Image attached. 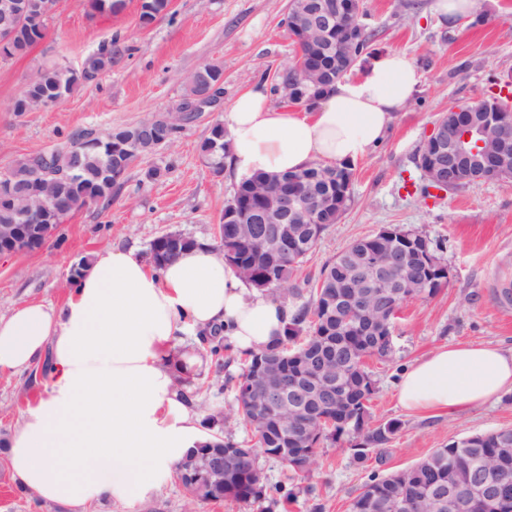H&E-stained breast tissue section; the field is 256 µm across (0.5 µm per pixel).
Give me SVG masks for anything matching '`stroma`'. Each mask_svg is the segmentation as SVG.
<instances>
[{
    "label": "stroma",
    "mask_w": 512,
    "mask_h": 512,
    "mask_svg": "<svg viewBox=\"0 0 512 512\" xmlns=\"http://www.w3.org/2000/svg\"><path fill=\"white\" fill-rule=\"evenodd\" d=\"M402 11L398 0H362L363 24L376 35V51L398 50L420 69V88L396 113L385 139L352 165V201L309 254L299 281H317L324 266L350 242L397 224L426 235L450 270L447 285L427 301H412L396 321L392 359H369L375 382L370 422L399 421L382 447L357 459L347 439L326 441L318 469L304 482L267 456L259 465L269 483L292 489L273 512H348L350 500L370 479L410 467L438 448L475 433L512 428V393L483 407L452 414H412L398 403L395 385L416 359L438 346L491 343L512 349V308L493 291L502 274L512 275V187L485 182L434 197L408 194L404 182L420 179L413 158L432 125L453 105L498 92L512 76V0H479L477 17L453 24L430 11L431 0ZM289 0H171L167 14L141 26L142 0H123L120 10H93L90 0H61L46 21V35L26 54L0 61V174L15 160L66 148L73 134L101 136L172 111L186 93V78L205 63L224 68V101L255 80L274 84L292 63L297 46L284 19ZM112 41V68L78 87L56 105L14 112L13 104L40 71L79 67L104 41ZM223 107L199 114L167 148L138 160L105 205L65 216L58 228L63 244L48 240L37 251L0 260V314L25 301L61 304L69 270L82 257L106 247L147 256L151 242L170 230L213 243L216 228L237 186L230 172L214 174L200 144ZM161 171L146 179L148 169ZM239 363L216 374L212 361L196 373L207 385L201 415L224 413V434L249 440L250 432L230 417ZM44 378L0 374V438L8 439L25 407L44 392ZM187 497L166 474L150 498L128 506L105 499L89 512H184ZM0 512H66L33 498L13 480L0 451Z\"/></svg>",
    "instance_id": "1"
}]
</instances>
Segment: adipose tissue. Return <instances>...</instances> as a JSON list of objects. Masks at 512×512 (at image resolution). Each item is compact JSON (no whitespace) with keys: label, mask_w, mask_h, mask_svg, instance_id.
Masks as SVG:
<instances>
[{"label":"adipose tissue","mask_w":512,"mask_h":512,"mask_svg":"<svg viewBox=\"0 0 512 512\" xmlns=\"http://www.w3.org/2000/svg\"><path fill=\"white\" fill-rule=\"evenodd\" d=\"M421 79L389 50L308 111L274 106L266 86L253 85L224 110L229 167L246 178L356 161L385 138ZM293 314L205 242L158 271L132 250L97 252L63 306L30 301L0 315V373H24L46 354L52 366L6 443L13 479L74 512L103 497L145 499L200 437V414L169 364L182 336L220 326L247 354L282 336ZM509 392L512 349L485 343L439 347L397 385L413 414L478 408Z\"/></svg>","instance_id":"obj_1"}]
</instances>
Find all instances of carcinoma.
<instances>
[{"mask_svg":"<svg viewBox=\"0 0 512 512\" xmlns=\"http://www.w3.org/2000/svg\"><path fill=\"white\" fill-rule=\"evenodd\" d=\"M170 0H143L140 24L146 27L166 13ZM288 28L297 43L295 61L285 78L296 82L304 68L311 62H328L333 57L320 47H313L300 41L297 25V4H292L288 12ZM45 36V19L23 24L13 40L0 47V59H11L24 55L33 45ZM112 42H102L97 51L85 58L78 69L69 66L54 67L39 72L15 100L13 111L21 113L38 104L57 103L78 85L91 82L112 68ZM224 78V69L219 64H206L195 70L188 78L186 98L203 91L208 84ZM194 116L187 114L177 123L164 122L154 117L137 124L112 129L102 137H90L78 133L70 145L61 150L47 153L49 174L35 176L33 158H23L4 174L0 184L12 183L16 192L24 191L30 196L53 197L62 202H72V207L59 211L43 220L31 219V224H61L62 219L74 210L98 202H108L112 193L121 184L110 172L125 175L139 159L154 154L175 139L183 127ZM229 148L228 133L220 122L213 124L208 136L200 146L202 156L213 170H224V159ZM351 171L348 164L333 167L313 164L305 169L279 175L257 173L242 180L236 187L233 197L224 206V213L218 224L213 248L221 255L234 253L231 262L235 263L244 279L253 287L270 292L283 286L291 296L295 314L288 324L283 338L265 349L248 355L236 384V397H241L249 388L250 373L264 362L267 355L288 354L285 347L306 352L319 345L321 337L332 331L336 343L359 356L388 359L393 349L383 342H375L366 336L354 322L344 323L338 318L325 320L323 296L326 289L322 280L344 286L348 283V266L343 262V254L329 261L320 274V281L310 290L309 299H304V289L297 283L301 265L312 251L321 235L338 223L348 209L352 194L344 188L339 195L325 203L320 210L321 223L314 225L309 246L296 257L281 262L265 253L259 244L238 228L244 223L245 213L255 209L263 200L262 185L269 180L288 183L293 177L302 175L321 176L332 172ZM22 209L0 197V225L20 224ZM391 237L373 234L359 239L348 246L359 254L372 259H381L391 249L407 247L426 240L418 231L400 225H390ZM198 240L177 230L165 232L150 244V262L157 268L174 259L182 251L194 247ZM429 259L434 261L433 269L437 283L419 292V299L435 297L448 283V266L429 248ZM200 351L215 359L218 369L224 368L223 329L216 328L201 337ZM341 382L348 385L346 402L341 407L327 411L332 425L322 427L313 435L301 437L291 420L281 413H272L262 421L253 419L251 409L245 404H237L238 417L250 427L255 445L281 454L293 477L307 480L313 467L309 466L316 457L319 445L325 440H335L343 435L353 441L355 455L362 459L366 450L389 442L397 432L399 423L390 421L383 426H369V403L374 394L367 379V370L352 373L344 367V362L336 360L328 365ZM238 442L224 437L221 432L207 435L204 440L188 449L175 465L176 480L186 491L188 498L186 512H194L200 502H220L233 500L247 506L262 502L267 498L266 478L262 473L244 469L227 478L213 476L206 468V461L224 454L226 448H236ZM495 463L499 476V498L489 508L482 505V496L476 495L464 502L459 512H512V428L494 430L465 437L454 441L446 448H438L413 466L379 479H373L353 498L350 512H396L398 504L412 500L418 505V512H448L447 506H437L430 495L439 490H452L465 478V467L476 468L485 460Z\"/></svg>","mask_w":512,"mask_h":512,"instance_id":"cac0c4a2","label":"carcinoma"}]
</instances>
